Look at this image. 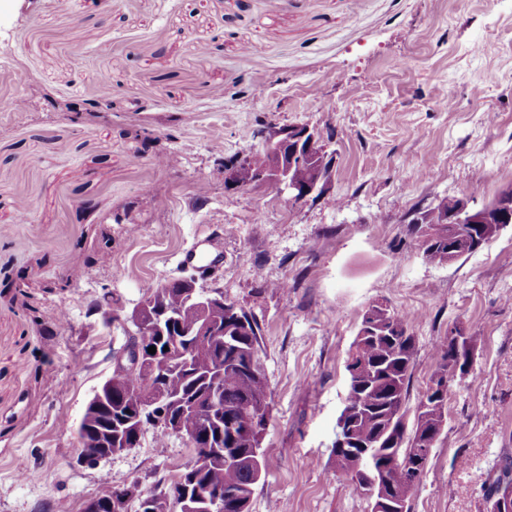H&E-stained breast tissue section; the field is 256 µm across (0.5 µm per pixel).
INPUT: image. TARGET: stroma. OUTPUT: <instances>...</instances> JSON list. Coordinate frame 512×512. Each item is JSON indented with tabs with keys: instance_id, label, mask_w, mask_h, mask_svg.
<instances>
[{
	"instance_id": "stroma-1",
	"label": "stroma",
	"mask_w": 512,
	"mask_h": 512,
	"mask_svg": "<svg viewBox=\"0 0 512 512\" xmlns=\"http://www.w3.org/2000/svg\"><path fill=\"white\" fill-rule=\"evenodd\" d=\"M291 124L334 160L318 199L225 183L258 131ZM511 183L512 0H0V512H80L191 464L150 431L81 464L73 430L147 289L217 255L205 284L255 317L272 406L251 512H370L332 443L377 298L412 315L407 425L436 340L473 338L410 512H489L512 461V224L439 265L407 222ZM106 293L115 308L90 310Z\"/></svg>"
}]
</instances>
